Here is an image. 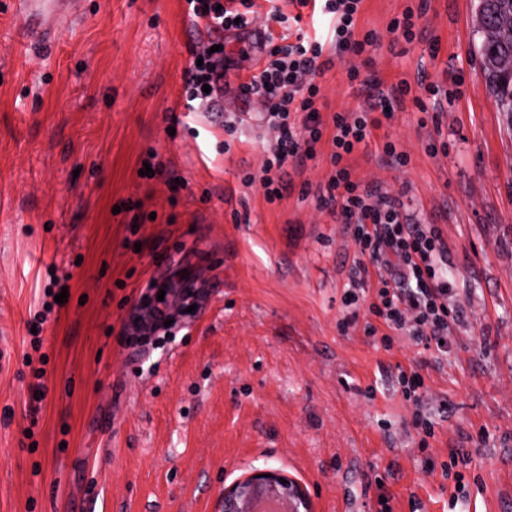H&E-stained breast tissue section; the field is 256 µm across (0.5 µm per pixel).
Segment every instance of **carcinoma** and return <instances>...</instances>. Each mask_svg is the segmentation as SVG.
Returning <instances> with one entry per match:
<instances>
[{"label":"carcinoma","instance_id":"1","mask_svg":"<svg viewBox=\"0 0 512 512\" xmlns=\"http://www.w3.org/2000/svg\"><path fill=\"white\" fill-rule=\"evenodd\" d=\"M493 31H476L480 38L477 50L482 58L486 85L502 112H512V81L504 83L491 74L487 65L500 54L512 51V0H486Z\"/></svg>","mask_w":512,"mask_h":512}]
</instances>
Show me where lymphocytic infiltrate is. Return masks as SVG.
Returning a JSON list of instances; mask_svg holds the SVG:
<instances>
[{
	"instance_id": "1",
	"label": "lymphocytic infiltrate",
	"mask_w": 512,
	"mask_h": 512,
	"mask_svg": "<svg viewBox=\"0 0 512 512\" xmlns=\"http://www.w3.org/2000/svg\"><path fill=\"white\" fill-rule=\"evenodd\" d=\"M289 2L294 8L290 14L279 6L271 7L272 18L283 32L238 84L243 99H264L261 119L280 132L276 144L267 149L260 175H246L244 182L259 184L272 204L291 188L289 173L301 172L308 162L325 157L331 167L328 182L315 192L302 187L301 195L315 197L329 208L336 223L353 227L359 245L355 260L359 279L373 278L378 283L369 304L375 321L368 324V334L405 332L425 349L445 353L448 330L461 313L448 306L456 288L448 276V250L439 227L413 219L401 196L352 178L353 156L367 148L374 130L381 128L380 115L386 107L412 95L411 82L400 79L357 111L329 112L320 95V78L335 62L361 56L376 46L378 36L372 30L362 34L356 30L363 0H323L321 11L330 15L331 30L322 41L311 38L303 27L304 10L311 0ZM185 4L187 16L203 22L217 50L190 49L182 96L186 109L197 106L212 112L232 66L219 46L225 32L248 34L254 0H185ZM159 291V286L146 285L125 327L124 335L130 341H138L168 320Z\"/></svg>"
}]
</instances>
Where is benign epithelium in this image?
<instances>
[{
	"label": "benign epithelium",
	"mask_w": 512,
	"mask_h": 512,
	"mask_svg": "<svg viewBox=\"0 0 512 512\" xmlns=\"http://www.w3.org/2000/svg\"><path fill=\"white\" fill-rule=\"evenodd\" d=\"M286 483H281V480ZM260 495L284 497L293 502V512H309L306 488L277 469H256L224 488V512H250Z\"/></svg>",
	"instance_id": "7a95c632"
}]
</instances>
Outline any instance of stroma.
Wrapping results in <instances>:
<instances>
[{"label": "stroma", "mask_w": 512, "mask_h": 512, "mask_svg": "<svg viewBox=\"0 0 512 512\" xmlns=\"http://www.w3.org/2000/svg\"><path fill=\"white\" fill-rule=\"evenodd\" d=\"M184 5L57 0L48 17L0 0V512H222L225 486L259 468L304 485L311 512H379L382 494L392 512H512V113L486 87L477 0H365L371 62L335 64L320 81L335 112L420 72L448 95L437 107L422 89L423 107L394 105L351 161L358 180L406 192L442 231L465 309L444 354L341 331L357 245L299 196L329 167L309 163L272 205L243 184L275 132L257 126L264 102H242L237 78L223 112L185 111L188 48L207 39ZM409 5L424 8L410 44L389 32ZM269 8L256 0L251 37L226 41L239 75L264 34L282 31ZM351 66L362 83L349 84ZM387 140L408 165L383 158ZM150 153L165 177L138 176ZM54 273L70 278L55 305ZM150 279L173 284L168 302L185 279L199 299L137 351L121 328ZM38 354L47 396L29 440L25 359ZM411 367L429 435L397 383ZM452 448L471 459L457 504L440 470Z\"/></svg>", "instance_id": "1"}]
</instances>
